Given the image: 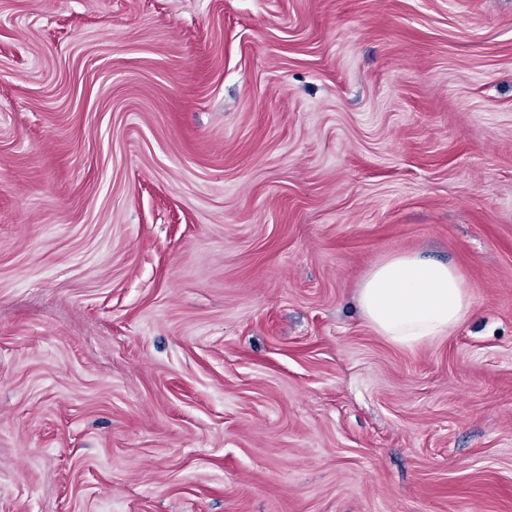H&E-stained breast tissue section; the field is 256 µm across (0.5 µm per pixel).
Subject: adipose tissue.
Returning a JSON list of instances; mask_svg holds the SVG:
<instances>
[{
	"label": "adipose tissue",
	"instance_id": "adipose-tissue-1",
	"mask_svg": "<svg viewBox=\"0 0 512 512\" xmlns=\"http://www.w3.org/2000/svg\"><path fill=\"white\" fill-rule=\"evenodd\" d=\"M359 306L379 335L414 347L450 335L470 314L472 299L450 265L403 254L367 274L359 288Z\"/></svg>",
	"mask_w": 512,
	"mask_h": 512
}]
</instances>
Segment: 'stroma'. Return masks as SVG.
Here are the masks:
<instances>
[{
  "instance_id": "stroma-1",
  "label": "stroma",
  "mask_w": 512,
  "mask_h": 512,
  "mask_svg": "<svg viewBox=\"0 0 512 512\" xmlns=\"http://www.w3.org/2000/svg\"><path fill=\"white\" fill-rule=\"evenodd\" d=\"M0 512H512V0H0ZM359 306L379 335L414 347L450 335L471 313L472 299L448 263L403 254L367 274Z\"/></svg>"
}]
</instances>
